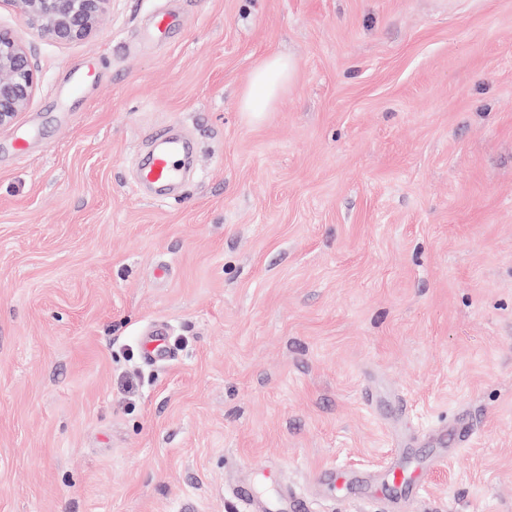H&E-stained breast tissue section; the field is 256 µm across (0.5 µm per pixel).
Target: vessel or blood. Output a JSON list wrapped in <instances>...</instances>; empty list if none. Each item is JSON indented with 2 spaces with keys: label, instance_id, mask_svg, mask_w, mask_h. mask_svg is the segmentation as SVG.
I'll list each match as a JSON object with an SVG mask.
<instances>
[{
  "label": "vessel or blood",
  "instance_id": "obj_1",
  "mask_svg": "<svg viewBox=\"0 0 512 512\" xmlns=\"http://www.w3.org/2000/svg\"><path fill=\"white\" fill-rule=\"evenodd\" d=\"M184 19L174 12L157 14L145 37L150 41L160 40L173 30L183 27ZM193 161V152L189 141L182 135L169 134L151 139L148 154L138 173L137 187L149 186L162 191L177 183L184 171ZM169 329L161 324L150 329L143 340V358L146 364L153 365L171 358L173 350L168 342ZM428 463L419 462L404 469L392 464L386 467L384 479L397 486L399 495L404 499L420 497L426 486ZM235 498L250 507L254 512H309L308 502L291 491H284L276 500L265 501L255 494L250 480L238 481L234 488Z\"/></svg>",
  "mask_w": 512,
  "mask_h": 512
}]
</instances>
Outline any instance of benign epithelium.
<instances>
[{
  "mask_svg": "<svg viewBox=\"0 0 512 512\" xmlns=\"http://www.w3.org/2000/svg\"><path fill=\"white\" fill-rule=\"evenodd\" d=\"M38 33L79 40L102 20L109 0H11ZM37 82L24 45L0 30V127L12 124L29 103Z\"/></svg>",
  "mask_w": 512,
  "mask_h": 512,
  "instance_id": "obj_1",
  "label": "benign epithelium"
}]
</instances>
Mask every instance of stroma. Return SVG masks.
I'll return each instance as SVG.
<instances>
[{
	"mask_svg": "<svg viewBox=\"0 0 512 512\" xmlns=\"http://www.w3.org/2000/svg\"><path fill=\"white\" fill-rule=\"evenodd\" d=\"M0 27L38 75L0 127V512H244L248 478L391 512L396 448L431 464L408 512H512V0H109L76 41L0 0ZM271 53L295 73L254 121ZM174 123L193 179L134 191ZM184 25L183 17L174 12H161L157 14L147 28L145 37L148 41H158L169 35L176 28ZM169 328L165 324L150 329L143 339V358L146 364L154 365L159 361L170 359L173 349L168 342Z\"/></svg>",
	"mask_w": 512,
	"mask_h": 512,
	"instance_id": "35a3bbf8",
	"label": "stroma"
}]
</instances>
